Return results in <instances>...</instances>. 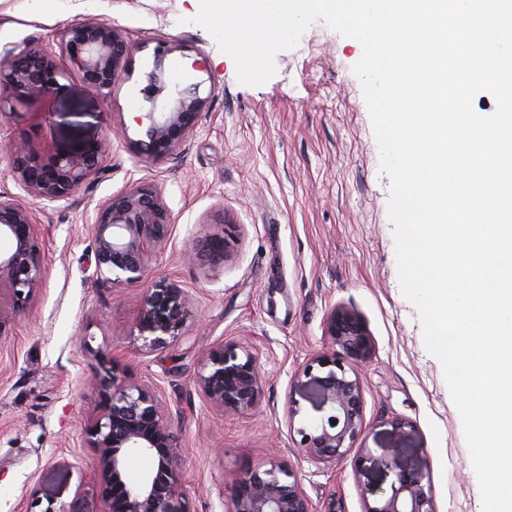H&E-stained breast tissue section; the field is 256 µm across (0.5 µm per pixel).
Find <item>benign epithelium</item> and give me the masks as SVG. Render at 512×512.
Masks as SVG:
<instances>
[{
    "instance_id": "obj_1",
    "label": "benign epithelium",
    "mask_w": 512,
    "mask_h": 512,
    "mask_svg": "<svg viewBox=\"0 0 512 512\" xmlns=\"http://www.w3.org/2000/svg\"><path fill=\"white\" fill-rule=\"evenodd\" d=\"M59 47L70 68L100 95H108L125 74L131 46L125 34L109 24L75 22L66 27ZM171 47L155 50L153 69L147 74L150 108L137 124L146 140L140 142L152 160L170 157L193 134L209 97L201 83L176 84L171 95L158 102L166 88V58ZM65 72L55 54L35 42L12 46L0 55V111H15L34 96L51 97L63 88ZM102 144L67 156L49 157L26 142H14L6 155L16 184L29 197L47 202L70 198L99 170ZM171 213L152 184H140L113 195L97 211L91 224L90 263L94 275L112 284L135 285L144 281L151 253L168 239ZM11 243L0 252V337L13 316L23 310L42 280L39 227L28 207L16 197L0 193V239ZM228 241L223 235L204 234L192 241L190 255L203 265L225 261ZM191 298L173 286L147 293L139 311L138 326L150 331L144 348H163L178 340L190 316ZM324 335L337 354L322 355L294 378V387L329 408V415L297 430L300 449L319 463H334L356 452L354 466L363 473L369 449L363 445L365 402L355 366L374 353V341L363 318L352 308L338 306L329 312ZM258 358L236 344H218L204 356L195 384L209 406L221 413H245L261 395ZM96 390L98 410L87 421L84 442L94 450L90 466L100 487L102 512H184L181 460L183 448L157 388L121 379L120 369L105 354L99 355ZM143 454L157 458L155 470L136 481L127 477L128 458ZM43 512H96L83 484L72 498ZM231 512H312L295 473L270 458L258 463L233 485ZM364 512H436L428 473L422 468L400 469L390 492L375 502H365Z\"/></svg>"
}]
</instances>
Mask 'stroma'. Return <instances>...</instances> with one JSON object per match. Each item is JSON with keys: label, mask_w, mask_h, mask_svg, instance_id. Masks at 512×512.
Here are the masks:
<instances>
[{"label": "stroma", "mask_w": 512, "mask_h": 512, "mask_svg": "<svg viewBox=\"0 0 512 512\" xmlns=\"http://www.w3.org/2000/svg\"><path fill=\"white\" fill-rule=\"evenodd\" d=\"M199 0H0V49L23 41L56 48L75 21L121 28L133 50L109 97L70 75L47 101L0 115V193L13 195L40 226L42 283L0 338V512H28L32 498L68 502L77 485L91 496L93 449L84 426L98 397L99 353L127 381L148 384L178 432L186 512H230L233 481L275 457L296 473L313 512H362L363 491H389L401 468H426L437 512H482L477 478L439 361L424 345L417 309L402 294L390 179L380 170L362 86L352 72L360 43L313 23L277 54L265 84H239L233 60L192 19ZM173 44L170 82L206 79L210 101L193 135L172 157L152 161L134 118L147 111L146 75L158 43ZM203 61L205 72L195 71ZM25 141L56 155L101 142L100 172L69 199L21 194L3 149ZM142 183L160 191L171 235L137 285L97 281L90 226L113 194ZM235 226L223 264L183 252L196 235ZM176 285L191 299L182 338L137 353V316L146 290ZM356 310L375 352L359 369L364 443L375 460L357 473L353 458L320 464L300 448L297 427L322 417L293 390L295 375L331 353L324 323L333 307ZM253 352L262 394L245 414L209 407L194 377L219 343ZM296 418H289V406ZM404 429H397V422ZM74 465L64 473L60 461Z\"/></svg>", "instance_id": "35a3bbf8"}]
</instances>
